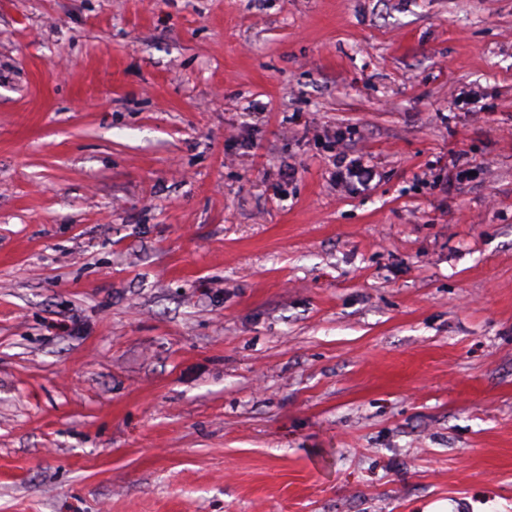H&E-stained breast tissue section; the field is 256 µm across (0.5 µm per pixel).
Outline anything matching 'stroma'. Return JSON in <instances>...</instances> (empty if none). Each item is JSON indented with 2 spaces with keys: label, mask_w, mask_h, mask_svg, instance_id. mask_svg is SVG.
<instances>
[{
  "label": "stroma",
  "mask_w": 512,
  "mask_h": 512,
  "mask_svg": "<svg viewBox=\"0 0 512 512\" xmlns=\"http://www.w3.org/2000/svg\"><path fill=\"white\" fill-rule=\"evenodd\" d=\"M438 502L512 512V0H0V512ZM336 181L339 184L356 179L358 182L369 184L376 174L366 166L360 156H350L344 152L336 153Z\"/></svg>",
  "instance_id": "35a3bbf8"
}]
</instances>
